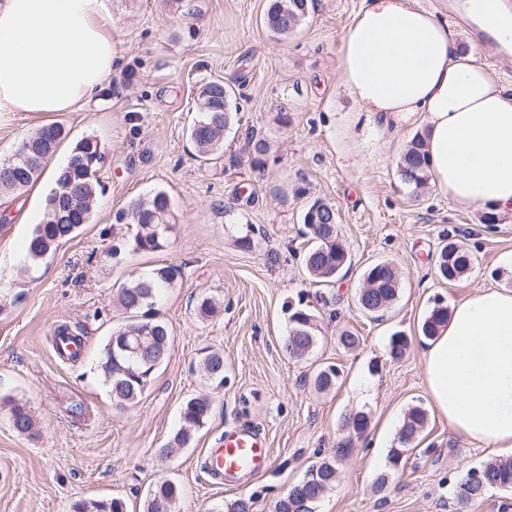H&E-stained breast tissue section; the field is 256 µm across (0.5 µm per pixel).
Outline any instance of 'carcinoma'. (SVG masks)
<instances>
[{"instance_id":"1","label":"carcinoma","mask_w":512,"mask_h":512,"mask_svg":"<svg viewBox=\"0 0 512 512\" xmlns=\"http://www.w3.org/2000/svg\"><path fill=\"white\" fill-rule=\"evenodd\" d=\"M311 0H272L267 11V28L280 35L297 29L305 20ZM199 107L188 126V137L197 157L209 161L224 149V136L238 122V107L222 81H211L200 87ZM68 132L61 124H51L37 129L22 141L8 159L0 161V192H22L39 178L43 165L54 154ZM74 156L62 170L55 187L47 197L46 211L41 223L35 225L26 244L27 260L37 263L46 259L64 241L76 237L83 225L90 222L97 203L100 186L96 173L101 170L105 156L94 138L80 140L73 149ZM401 181L416 189L429 178L428 163L423 150V135L415 134L397 165ZM135 226L131 248L139 251H159L166 247L173 217L169 196L156 192L142 202L130 203L125 213ZM303 224L308 230L312 245L304 257V265L312 281L323 285L336 283L349 259L348 250L338 234L336 209L323 201L310 204L303 214ZM472 263V255L457 243L450 241L439 252L436 266L438 274L452 282L460 278ZM175 273L169 266L154 269L148 276L140 277L131 285H123L116 292L117 304L127 314V319L108 336L98 361L102 382L119 407L139 402L153 375L164 362L171 346V332L166 323L154 314L155 299L159 291L171 285ZM366 287L357 297L360 309L375 315L386 311L396 300L399 290L398 277L391 265L381 262L366 272ZM448 319L447 310L434 307L423 320L421 334L427 339L437 335ZM288 332L283 339V350L292 359L302 360L318 345L316 317L311 310L298 303L288 308ZM134 336L143 345L144 358L131 355H112L114 337ZM201 377L211 389L224 387V355L209 350L199 362ZM339 372L329 365L313 376V386L327 392L336 386ZM9 423L19 435L34 434L35 418L31 406L23 399H9ZM212 400L206 394L188 398L182 405V425L174 436L159 449V455L169 457L177 449L187 447L195 433L210 418ZM427 414L419 406L407 414L398 431L400 447L393 452V462H398L404 448L412 444L423 431ZM369 426L368 417L357 413L344 420L343 427L349 434L358 435ZM481 480L474 483L464 477L455 488L456 512H471L472 507L484 499L487 492L502 487L512 479V459L489 462L478 467ZM338 470L336 458H324L308 471L307 476L288 489L274 506V512H314L322 496L336 485ZM180 494L175 483L168 480L158 483L150 491L144 512H177ZM74 512H126L120 498L110 500H82L74 505Z\"/></svg>"}]
</instances>
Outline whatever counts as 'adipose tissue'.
I'll list each match as a JSON object with an SVG mask.
<instances>
[{
    "instance_id": "adipose-tissue-1",
    "label": "adipose tissue",
    "mask_w": 512,
    "mask_h": 512,
    "mask_svg": "<svg viewBox=\"0 0 512 512\" xmlns=\"http://www.w3.org/2000/svg\"><path fill=\"white\" fill-rule=\"evenodd\" d=\"M116 66L104 0H0V112H71ZM338 83L382 126L423 122L429 172L455 204L512 213V87L415 0H365ZM432 407L476 446L512 456V290L459 300L425 347Z\"/></svg>"
}]
</instances>
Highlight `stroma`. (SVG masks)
Wrapping results in <instances>:
<instances>
[{
	"label": "stroma",
	"instance_id": "35a3bbf8",
	"mask_svg": "<svg viewBox=\"0 0 512 512\" xmlns=\"http://www.w3.org/2000/svg\"><path fill=\"white\" fill-rule=\"evenodd\" d=\"M117 67L99 99L74 112L0 114V160L51 123L67 138L50 160L61 166L81 139L105 153L101 186L89 224L43 262L28 265L25 245L42 221L53 184L46 177L20 193L0 195V512H73L84 499L118 497L127 512H144L156 483L180 486L181 512H225L240 497L253 512L274 505L309 469L337 456L338 479L316 512H455V484L491 461L488 449L451 432L429 415L412 450L393 464L395 434L414 406L428 407L421 324L487 287L512 290L500 264L512 252V214L482 224V211L462 208L433 184L412 190L397 173L399 158L422 124L372 131L368 113L338 88L341 43L364 0H314L288 37L265 24L270 0H105ZM446 13L464 51L504 83L512 56L478 48L464 21L443 0H416ZM223 81L239 108L219 159L191 152L186 128L198 91ZM290 116L281 125L278 113ZM269 143L263 166L250 163L249 132ZM305 195H297V188ZM166 192L175 215L165 248L132 252V226L120 213L135 200ZM332 203L351 267L334 286L313 283L303 255L309 246L304 208ZM254 240L252 248L237 244ZM465 243L471 269L441 279L435 257L448 239ZM390 263L398 296L379 318L364 314L357 294L365 269ZM162 266L177 275L160 295L156 316L172 332L170 352L140 402L118 407L96 365L107 336L125 320L117 289ZM210 298L218 314L200 318ZM304 299L316 316L319 343L307 358L282 349L287 302ZM81 336L78 360L60 358L59 325ZM360 339L340 344L343 331ZM408 341L392 357L394 334ZM224 354V386L209 391L199 377L202 348ZM332 364L336 386L317 393L311 376ZM210 394L213 409L193 443L163 458L159 448L180 427L184 401ZM27 400L37 425L18 436L7 399ZM369 418L366 435L349 436V415ZM260 431L267 469L224 484L203 467L225 428ZM387 476L384 493L374 486Z\"/></svg>",
	"mask_w": 512,
	"mask_h": 512
}]
</instances>
